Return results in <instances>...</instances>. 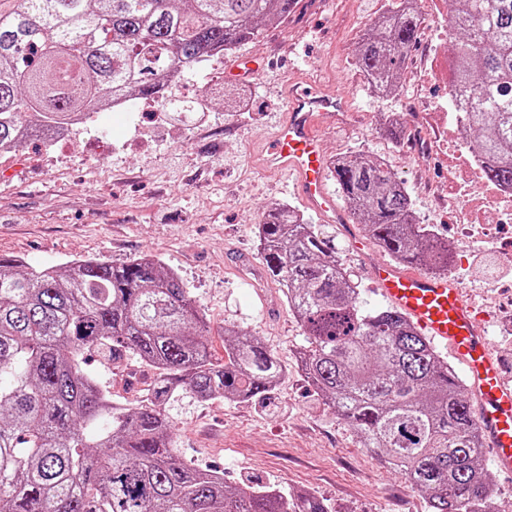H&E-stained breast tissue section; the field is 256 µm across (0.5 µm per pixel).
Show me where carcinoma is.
<instances>
[{
	"label": "carcinoma",
	"instance_id": "obj_1",
	"mask_svg": "<svg viewBox=\"0 0 512 512\" xmlns=\"http://www.w3.org/2000/svg\"><path fill=\"white\" fill-rule=\"evenodd\" d=\"M298 0H0V154L117 103L152 100L187 70L224 58L288 19ZM423 23L417 0L359 35L354 65L378 93L395 90ZM452 97L477 133L483 177L512 186V0H461ZM351 214L403 265L446 271L448 242L415 222L410 195L379 162L333 164ZM260 255L304 328L300 359L314 392L365 446L393 465L428 512H496L465 387L431 342L391 307L366 308L336 244L284 204L258 224ZM182 279L151 255L22 269L0 256V512H327L311 494L226 490L224 475L179 459L163 405L188 387L200 400L264 401L282 377L257 337L224 328V357ZM102 350L154 370L128 405L86 366Z\"/></svg>",
	"mask_w": 512,
	"mask_h": 512
}]
</instances>
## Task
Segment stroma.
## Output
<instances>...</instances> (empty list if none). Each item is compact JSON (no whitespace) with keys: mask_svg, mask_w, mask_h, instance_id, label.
<instances>
[{"mask_svg":"<svg viewBox=\"0 0 512 512\" xmlns=\"http://www.w3.org/2000/svg\"><path fill=\"white\" fill-rule=\"evenodd\" d=\"M387 7V0H299L280 27L262 29L229 57L182 77L175 94L203 93L211 101L192 120L111 108L75 125L67 145L34 141L0 157V255L35 268L79 257L119 265L152 254L178 273L207 314L215 356H223L222 332L233 324L278 357L285 377L267 403L202 402L187 390L167 404L181 459L221 472L228 489L248 483L292 496L312 492L331 512H427V503L307 383L296 360L303 330L260 258L263 207L302 205L288 177L262 161L263 141L286 111L282 86L309 82L349 93L350 111L316 123L324 152L332 160L357 153L381 161L403 181L416 223L457 249L448 275L488 315L489 346L512 365V280L495 278L499 268H512V224L464 237L438 200L448 191L444 156L420 164L409 139L388 134L389 116L407 126L450 96L448 86L420 81V52L442 21L433 0L420 2L425 21L395 93L372 92L353 66L357 37ZM240 60L257 74L227 77ZM229 85L249 92L246 109L226 106ZM304 218L335 237L350 280L368 305H381L339 225L309 210ZM89 367L122 403L154 378L132 356L115 365L94 355Z\"/></svg>","mask_w":512,"mask_h":512,"instance_id":"stroma-1","label":"stroma"}]
</instances>
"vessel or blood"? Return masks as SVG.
Segmentation results:
<instances>
[{
  "label": "vessel or blood",
  "instance_id": "vessel-or-blood-1",
  "mask_svg": "<svg viewBox=\"0 0 512 512\" xmlns=\"http://www.w3.org/2000/svg\"><path fill=\"white\" fill-rule=\"evenodd\" d=\"M285 99L289 108L272 136L267 165L294 175L305 205L342 224L351 251L366 261L379 295L421 335L461 361L491 461L500 473L512 477V370L489 348L480 310L448 275L419 273L375 257L350 224L327 183L328 161L315 131L317 114L346 111V96L311 84L291 87Z\"/></svg>",
  "mask_w": 512,
  "mask_h": 512
}]
</instances>
